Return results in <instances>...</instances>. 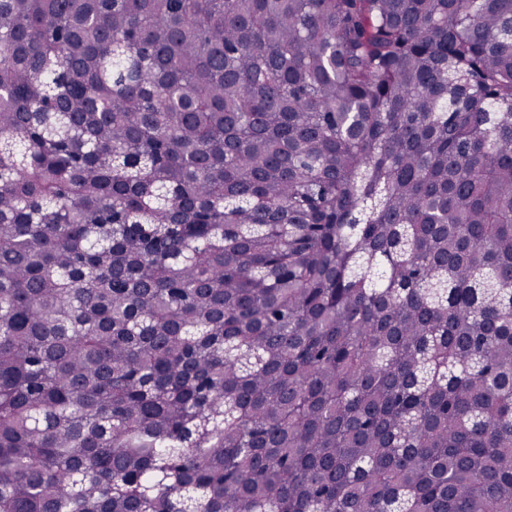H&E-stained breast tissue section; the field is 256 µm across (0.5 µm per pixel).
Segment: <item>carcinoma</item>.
Instances as JSON below:
<instances>
[{
    "instance_id": "cac0c4a2",
    "label": "carcinoma",
    "mask_w": 512,
    "mask_h": 512,
    "mask_svg": "<svg viewBox=\"0 0 512 512\" xmlns=\"http://www.w3.org/2000/svg\"><path fill=\"white\" fill-rule=\"evenodd\" d=\"M0 512H512V0H0Z\"/></svg>"
}]
</instances>
